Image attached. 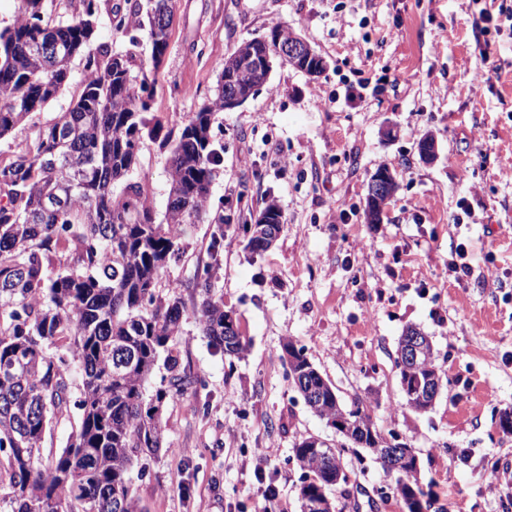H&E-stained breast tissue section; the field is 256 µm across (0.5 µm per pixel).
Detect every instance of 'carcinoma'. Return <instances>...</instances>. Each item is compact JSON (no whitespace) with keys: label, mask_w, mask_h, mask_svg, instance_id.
Wrapping results in <instances>:
<instances>
[{"label":"carcinoma","mask_w":512,"mask_h":512,"mask_svg":"<svg viewBox=\"0 0 512 512\" xmlns=\"http://www.w3.org/2000/svg\"><path fill=\"white\" fill-rule=\"evenodd\" d=\"M14 23L0 30V139L69 85L71 65L84 76L70 106L49 119L33 141L16 144L0 161V509L3 512H144L129 477L145 471L144 456L162 447L166 402L183 396L197 378L178 370L173 347L185 309L157 284L176 258L177 230L209 214V184L221 162L212 136L215 113L224 111V81L237 56L274 57L277 42L294 30L280 25L253 38L216 63L215 94L195 112L170 148V192L164 220L142 183L133 177L143 136L156 135L143 113L150 109L161 57L168 48L176 0H126L115 30L131 44L145 38L150 58L117 53L97 40L99 0H70L65 21L47 14L44 0H19ZM211 257L224 242V218L214 219ZM245 249L267 251L265 239L242 225ZM211 267L196 277L200 295L193 316L202 335L228 357L246 348L242 333L226 324L224 300L211 284ZM283 352L299 373L294 387L311 392L310 410L331 427L347 411L359 447L379 436L360 401L349 408L322 375L301 371L306 353L292 341ZM167 385L146 398L161 354ZM429 364L398 369L407 406ZM81 384L73 387V375ZM69 422L65 445L43 454L48 433ZM293 458L318 483L300 489L326 500L336 482L331 445L304 436ZM388 493L413 512L414 492L435 500L415 475L394 473Z\"/></svg>","instance_id":"carcinoma-1"}]
</instances>
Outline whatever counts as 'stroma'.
I'll list each match as a JSON object with an SVG mask.
<instances>
[{"label": "stroma", "mask_w": 512, "mask_h": 512, "mask_svg": "<svg viewBox=\"0 0 512 512\" xmlns=\"http://www.w3.org/2000/svg\"><path fill=\"white\" fill-rule=\"evenodd\" d=\"M503 4L512 0H176L147 114L160 135L214 93L215 61L275 25L300 33L328 68L313 78L273 63L264 87L215 116L222 161L210 204L224 217V246L211 258L213 225H183L180 258L157 285L185 307L175 353L199 383L164 412V446L135 483L146 512H263L270 485L277 512H300L294 442L345 439L295 390L282 358L288 340L341 404L362 400L381 433L414 448L438 512H512V434L499 427L512 410V22L479 20ZM427 135L438 144L432 164L418 152ZM169 156L148 138L138 153L160 216ZM382 165L399 189L381 223L369 224L368 183ZM272 201L284 230L250 256L241 227ZM462 244L471 271L459 281ZM210 263L247 340L238 358L215 350L192 316L193 279ZM409 326L430 336L445 378L424 412L404 405L395 367ZM260 448L269 455L261 465ZM347 461L353 474L333 496L336 512H403L379 497L387 477L378 463ZM492 482L498 495L487 492Z\"/></svg>", "instance_id": "1"}]
</instances>
